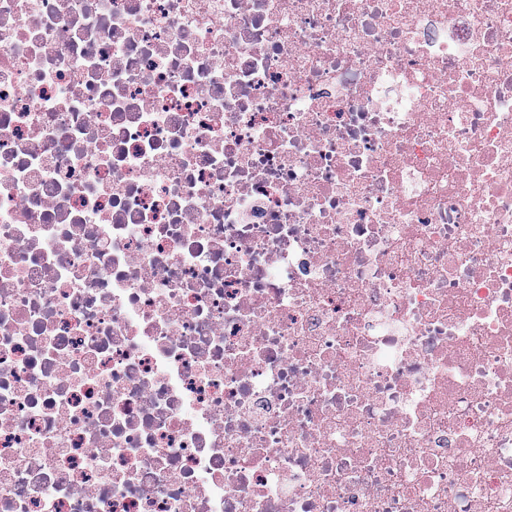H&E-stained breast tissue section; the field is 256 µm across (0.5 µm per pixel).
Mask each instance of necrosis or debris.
Returning a JSON list of instances; mask_svg holds the SVG:
<instances>
[{"mask_svg":"<svg viewBox=\"0 0 512 512\" xmlns=\"http://www.w3.org/2000/svg\"><path fill=\"white\" fill-rule=\"evenodd\" d=\"M0 512H512V0H0Z\"/></svg>","mask_w":512,"mask_h":512,"instance_id":"4bbe7bcc","label":"necrosis or debris"}]
</instances>
